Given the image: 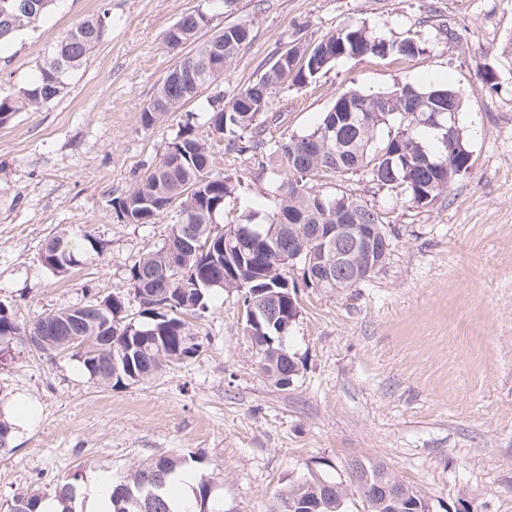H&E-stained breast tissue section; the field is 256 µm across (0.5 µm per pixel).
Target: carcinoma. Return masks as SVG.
I'll use <instances>...</instances> for the list:
<instances>
[{
  "mask_svg": "<svg viewBox=\"0 0 512 512\" xmlns=\"http://www.w3.org/2000/svg\"><path fill=\"white\" fill-rule=\"evenodd\" d=\"M29 15L6 23L0 10V47L14 42L26 28L39 21L54 0H33ZM182 33L168 30L164 40L180 52L171 73H192L183 82L166 77L158 85L153 98L141 109L143 126L154 125L161 115L174 112L194 99L204 86L224 72L247 41L249 29L244 24L224 27L205 41L197 34L206 28L210 18L203 11L184 16ZM109 32L107 16L102 14L81 20L71 26L56 42L39 67V75L31 85L0 88V124L25 109H39L58 99L69 80L88 61ZM224 41V55L210 60L200 71L196 65L208 54L216 39ZM193 48L184 51L186 45ZM306 58L297 66L281 53L260 78L249 84L220 109H212L209 117L213 132L219 134L228 150L248 152L264 147L256 141L248 143L258 120L266 112L273 90L288 84H303L316 78L336 63L357 57L411 58L420 48L411 41H387L377 36L365 23L350 22L328 32L313 47L295 49ZM456 89L446 83L407 82L385 92L364 93L349 90L338 96L331 109L322 114L314 128L303 135H293L271 145L282 158L286 179L281 181L280 198L271 211L250 209L222 233L210 228L215 215L224 211V199L233 190L232 182L219 171L211 147L194 132L187 122L177 131L168 152L125 197L117 200L119 216L129 224H148L159 212L177 208L181 217L170 227L163 246L139 256L127 274V289L107 297L111 314L100 321L73 320L70 308L39 318L31 326L20 325L8 307H0V354L11 356L15 343L30 337H46L40 349L55 357L64 351L63 337L84 336L89 342L71 351L90 378L104 384L143 382L160 370L166 362L191 357L199 348L198 338L189 334L184 316L207 308V284L224 282L222 289L235 291L244 309L259 310L265 302L278 296L275 321H286L299 313V305L280 296L284 288H297L289 279L288 237L303 224H376L387 234L384 217L374 207L348 194L320 196L308 187L310 178L324 172L344 175L366 173L369 181L397 194L417 207L435 204L448 192V178H456L455 170L469 165L470 153L449 152V96ZM413 103L417 112L402 108ZM341 113L355 121L339 124L330 139L324 132L336 123ZM336 204L335 212L318 208L317 200ZM195 224L203 240L210 241L208 251L183 250L179 244L181 224ZM85 244L76 245L63 234L47 243L41 254L44 265L56 273L70 269L76 256L84 261L97 252L94 241L84 236ZM154 277L151 298L153 306L167 299L170 310L159 320L125 323L120 314L126 304L138 298V283ZM184 462L160 456L138 466L116 483L112 493V512H223L211 499V480L202 476L194 489V503L182 506L172 498L169 484ZM75 473L56 491L61 512H72ZM405 508L401 512H424L428 499L420 492L405 488ZM324 494L321 482L299 481L278 494L277 500L293 501L291 512H307L305 505ZM43 496L21 492L13 498L8 512H40Z\"/></svg>",
  "mask_w": 512,
  "mask_h": 512,
  "instance_id": "obj_1",
  "label": "carcinoma"
}]
</instances>
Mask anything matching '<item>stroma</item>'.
Listing matches in <instances>:
<instances>
[{"instance_id": "stroma-1", "label": "stroma", "mask_w": 512, "mask_h": 512, "mask_svg": "<svg viewBox=\"0 0 512 512\" xmlns=\"http://www.w3.org/2000/svg\"><path fill=\"white\" fill-rule=\"evenodd\" d=\"M196 10L211 18L200 39L237 23L249 38L187 110L143 127L142 107L177 60L164 34ZM102 13L109 35L62 96L0 125V304L19 322L126 290L129 267L164 244L175 213L128 224L114 204L161 161L186 111L228 101L280 53L344 23L425 50L342 61L272 94L256 128L264 149L216 154L234 191L214 232L273 207L283 164L270 144L312 130L352 89L432 79L461 90L470 167L425 208L358 173L312 181L313 192L375 206L393 246L354 288H309L302 268L291 269L300 373L290 387L258 368L233 291H212L190 320L199 351L141 383H98L76 359L15 344L0 363V419L20 397L37 416L0 449V507L22 491L54 495L77 472L76 510L87 512L97 471L119 478L162 455L189 458L195 475L211 478L223 512H270L302 478L348 482L356 458L383 462L432 512H512V0H56L0 48V88L32 81L66 30ZM59 232L91 235L98 256L51 271L40 254Z\"/></svg>"}]
</instances>
